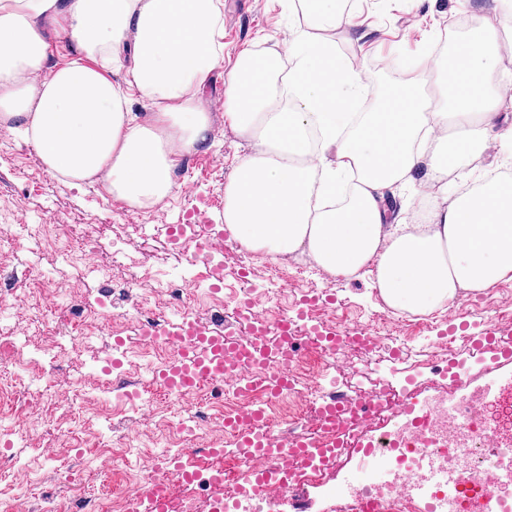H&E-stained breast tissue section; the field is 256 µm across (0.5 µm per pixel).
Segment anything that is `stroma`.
I'll use <instances>...</instances> for the list:
<instances>
[{"mask_svg": "<svg viewBox=\"0 0 512 512\" xmlns=\"http://www.w3.org/2000/svg\"><path fill=\"white\" fill-rule=\"evenodd\" d=\"M224 67H231L238 53L248 47L279 48L290 27L301 21L291 0H221ZM351 25L332 36L337 54L352 57L355 65L366 66L369 79L364 102H373L383 83L398 81L403 58L417 52L442 51L448 32L464 16L479 21L511 25L498 0H356ZM203 103L214 115L208 140L185 155L175 172L176 188L163 202L150 209H133L115 200L103 183L75 184L56 177L44 167L36 148L29 142L0 129V266L21 265L31 276L18 281L16 294L0 302V336H12L22 353L50 349L52 340L33 318L34 308L51 316L59 306L81 304L95 310L94 292L104 284L121 280L130 270L145 272L137 289L156 310H163L160 290L165 280L188 281L204 268L194 242L180 236L170 238V224H202L208 238L223 243L219 258L224 263V284L233 286L245 279L271 298L301 308L304 297L326 305V330L339 332L377 319L384 347L405 325V315L383 301L373 275L338 277L313 265L305 257L274 258L256 253L253 262L242 264L237 242L217 231L224 221V186L240 160L253 150L251 141L226 124L224 79L215 77L202 94ZM471 179L503 174L501 155L494 141L475 146L456 166L448 170L449 186H459V175ZM125 255L128 265L116 264L115 253ZM301 270L298 283L273 282L272 264ZM483 293L470 292L452 304L433 312L426 334L431 342L423 348L419 361L392 360L386 354L363 356L345 354L339 359L340 378L348 389L377 387L387 383L406 387L414 400L421 401L445 391L455 395L480 394L483 385L497 380V397H512V359L501 361L493 371L461 341L452 344V356L462 364V382L431 370L430 362L442 348L435 340L449 324L462 326L464 335L480 334L476 317L462 316L463 307L482 305ZM107 329H99L81 350L74 353L67 380L59 389L62 402L51 410L39 409L42 425L27 441L15 444L20 459L11 485L39 483L45 468L65 457L83 455L87 467L73 477L76 487L90 492H107L98 475L102 461L94 452L98 435H110L111 428L101 417L104 403L99 398V371L106 362L120 357ZM168 407L158 402L153 410L137 416L136 454L115 460L114 469L145 481L160 473L175 494L195 500V512H209L204 496L184 486L174 465L148 454L169 434Z\"/></svg>", "mask_w": 512, "mask_h": 512, "instance_id": "35a3bbf8", "label": "stroma"}]
</instances>
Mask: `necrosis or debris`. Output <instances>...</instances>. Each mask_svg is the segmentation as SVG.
<instances>
[{
    "mask_svg": "<svg viewBox=\"0 0 512 512\" xmlns=\"http://www.w3.org/2000/svg\"><path fill=\"white\" fill-rule=\"evenodd\" d=\"M97 301L111 312L108 326L113 332H120L126 316H134L139 342L158 352L162 363L177 360L163 317L146 299L134 296L131 282L99 289ZM319 312V307L308 308L305 321L294 326L292 342H279L271 350L265 337L281 324L279 305L259 296L255 288H240L226 335L253 344L258 361L286 367L291 384L271 395L254 384L249 369L228 368L220 412L198 392L171 393L169 422L176 425L178 433L171 438L168 451H176L190 439L206 448L221 445L235 432L229 426L218 430V421L229 423L259 408L278 433L269 452L252 462L253 472L264 479L254 494L258 504L253 512H288L304 488L320 487L326 463L314 460L287 474L274 470V461L285 452L287 441L303 438L335 446L340 460L359 454L360 465L373 472L372 479L337 505L336 512H512V440L499 437L502 429L512 427V400L488 405L466 395L434 396L422 403L418 415L399 427L362 439L352 427L360 404H371L374 412H381L382 397L392 396L393 391L385 386L360 392L354 399L342 394L333 372L341 352L371 353L379 339L360 325L336 335L333 343L323 344L309 334ZM153 373L150 366L140 370L119 366L104 372V389L120 405L113 430L123 451L131 450L134 430L126 413L154 406ZM336 396L342 399L336 408V426L321 424L322 407ZM311 417L317 424L310 429L306 422ZM112 481L114 488L107 494L62 490L64 512H148L143 496L122 490L120 474H113Z\"/></svg>",
    "mask_w": 512,
    "mask_h": 512,
    "instance_id": "4bbe7bcc",
    "label": "necrosis or debris"
}]
</instances>
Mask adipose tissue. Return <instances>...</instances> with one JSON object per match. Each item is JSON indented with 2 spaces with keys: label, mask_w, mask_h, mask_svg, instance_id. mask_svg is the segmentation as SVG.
<instances>
[{
  "label": "adipose tissue",
  "mask_w": 512,
  "mask_h": 512,
  "mask_svg": "<svg viewBox=\"0 0 512 512\" xmlns=\"http://www.w3.org/2000/svg\"><path fill=\"white\" fill-rule=\"evenodd\" d=\"M299 5L305 28L290 29L281 49L242 50L224 81V119L254 142L224 186L225 230L336 276L371 269L385 303L412 313L511 281L512 180L483 182L450 205L429 198L425 224L392 223L385 196L421 166L430 181L443 179L450 157L490 138L512 160L500 30L480 24L446 75L418 61L356 113L347 104L367 71L320 37L352 24L353 13L343 0ZM222 29L217 0H0V128L32 143L50 173L103 182L115 200L151 208L207 137L201 95L223 62ZM51 31L65 34L74 60L51 62ZM123 60L120 89L112 67ZM134 96L151 112H130ZM448 125L456 134L447 154L433 152Z\"/></svg>",
  "instance_id": "ef3b65f1"
}]
</instances>
